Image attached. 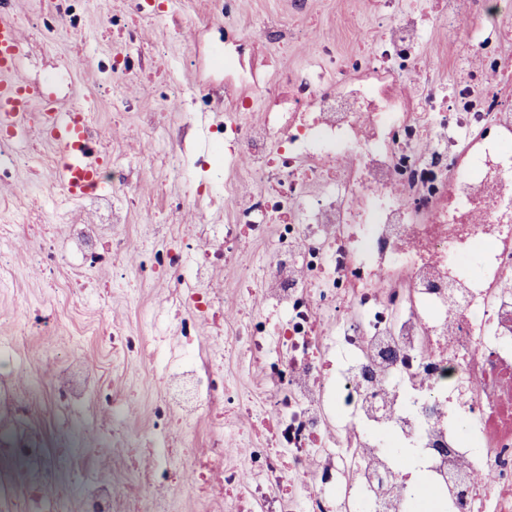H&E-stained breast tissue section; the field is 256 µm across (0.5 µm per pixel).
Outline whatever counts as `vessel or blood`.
Returning <instances> with one entry per match:
<instances>
[{"label":"vessel or blood","mask_w":512,"mask_h":512,"mask_svg":"<svg viewBox=\"0 0 512 512\" xmlns=\"http://www.w3.org/2000/svg\"><path fill=\"white\" fill-rule=\"evenodd\" d=\"M25 42L13 18L0 15V128L14 134L27 130L35 102L52 103L54 98L39 85L25 80L19 69ZM56 120L47 128L50 141L57 146L55 180L71 197H81L85 187L96 180L83 152L89 128L86 113L57 108Z\"/></svg>","instance_id":"1"}]
</instances>
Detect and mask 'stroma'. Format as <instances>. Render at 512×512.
<instances>
[{
  "mask_svg": "<svg viewBox=\"0 0 512 512\" xmlns=\"http://www.w3.org/2000/svg\"><path fill=\"white\" fill-rule=\"evenodd\" d=\"M123 0H92L86 18V28L94 38L82 50H74L70 39L63 38L50 47L40 49L27 46L21 61V72L26 79H34L40 72L57 61L78 56V63L65 72L52 91L62 106L79 103L90 116L92 125L101 132L109 148V158L129 167L137 186L136 203L127 212L122 228L130 245L140 242L139 227L155 224L163 238L181 235L192 224H221L225 221L224 208L202 203L195 210L170 213L165 209L169 197L181 194L184 184L168 178L169 161L163 135L167 127L180 124L186 113L181 102H163L150 92L147 81L123 74L104 79L98 67V59L113 52L115 45L105 29V21L112 12L123 9ZM205 13L204 0H179L174 10L159 12L138 21L141 40L146 47L162 49V57L153 59L151 72L156 76L175 79L185 89L200 87L205 79L204 70L183 66L181 60L194 51L197 25ZM311 24L319 34L318 41L299 37L288 49L281 50L268 44H260L262 53L274 60L291 65H304L316 58V42L333 45L337 53L355 49L361 32L373 25L370 13L359 12L356 19H349L344 0H316ZM109 87L111 94L132 96L135 108L122 116H113L109 96H103L102 87ZM42 156L48 163L39 170L20 166L12 181L0 183V204L5 205V219L18 225L20 236L5 249L10 253V265L0 268V277L6 282L0 286V321L19 318L23 304L43 310L56 305L53 287L39 275L32 256L40 235L62 236L65 223L88 222L90 206L86 201L74 200L60 194L55 181L52 161L56 149L52 143L40 144ZM39 182L44 193L57 196V206L41 209V221L29 223L32 207L24 188L30 182ZM72 280L76 290H95L109 294L112 306L111 319L128 327H136L135 309L120 290L114 289L111 270H89L70 267L64 272ZM168 338L165 352H146L141 358L121 365L114 373L117 380L127 387L129 399L125 417L129 432L139 433L150 420V409L164 390L162 369L171 358L177 345L176 328L164 330ZM70 348L66 334L29 337L25 346L13 354V376L25 381L32 373H41L44 380H51L54 366L63 364ZM61 422L80 427L84 432L95 433V446L89 449L85 470L90 477H98L104 467H111L118 475H125L132 463L144 460V449H115L108 436L100 432L101 417L95 409L94 398L70 413L61 415Z\"/></svg>",
  "mask_w": 512,
  "mask_h": 512,
  "instance_id": "stroma-1",
  "label": "stroma"
}]
</instances>
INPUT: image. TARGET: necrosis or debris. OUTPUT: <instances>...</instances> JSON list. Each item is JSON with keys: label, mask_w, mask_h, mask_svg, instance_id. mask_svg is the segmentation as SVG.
I'll use <instances>...</instances> for the list:
<instances>
[{"label": "necrosis or debris", "mask_w": 512, "mask_h": 512, "mask_svg": "<svg viewBox=\"0 0 512 512\" xmlns=\"http://www.w3.org/2000/svg\"><path fill=\"white\" fill-rule=\"evenodd\" d=\"M89 5L49 0L32 24L35 43L64 32L86 42ZM146 8L127 0L107 19L121 45L100 59L101 73L145 70L136 20ZM206 9L223 81L187 94L166 79L153 92L189 105L188 121L166 136L179 148L170 175L193 191L169 208L221 199L228 219L195 225L189 239L141 233L133 276L186 284L174 312L177 364L147 433L163 451L135 465L133 480L97 481L86 512H172L212 475L229 512H512V56L503 52L512 0H379V33L365 48L339 57L323 45L317 63L271 79L257 44H285L294 28L267 20L245 32L239 0H206ZM438 27L480 34L466 41L451 87L425 61ZM201 130L208 151L187 155ZM206 167L213 178L197 182ZM91 199L98 222L47 240L43 269L122 256L124 209L108 193ZM218 267L256 290L229 299L207 287ZM57 291L53 311L25 310L31 331L72 324L82 299L65 280ZM157 322L148 314L141 331L116 327L103 343L124 359L161 348ZM207 325L213 336H202ZM11 351L0 342V512L37 503L71 512L62 484L83 478L53 446L54 410L97 393L113 447L125 448L123 393L77 351L52 373V409L35 414L38 380L14 381ZM228 357L257 368L259 407L225 377ZM202 413L212 419L205 449L172 479L170 428ZM234 438L248 444L241 467L225 453ZM14 458L33 475L24 495L3 466Z\"/></svg>", "instance_id": "1"}]
</instances>
